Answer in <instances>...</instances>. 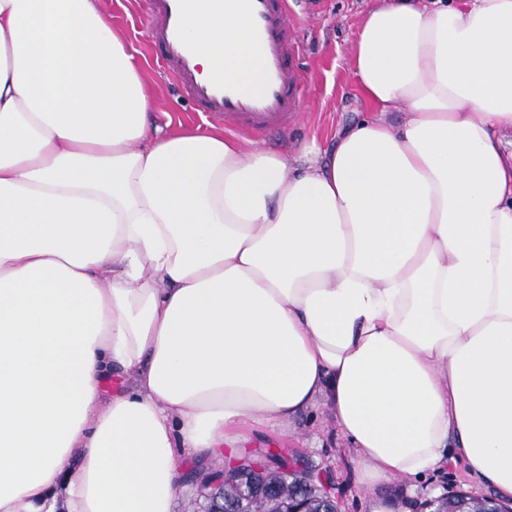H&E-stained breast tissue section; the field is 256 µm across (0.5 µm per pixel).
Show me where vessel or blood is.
<instances>
[{"instance_id": "obj_1", "label": "vessel or blood", "mask_w": 512, "mask_h": 512, "mask_svg": "<svg viewBox=\"0 0 512 512\" xmlns=\"http://www.w3.org/2000/svg\"><path fill=\"white\" fill-rule=\"evenodd\" d=\"M147 52L161 75L186 95L198 110L238 132L262 134L287 128L302 99L296 49L288 31L299 16L300 0H229L244 18L251 49L262 70V88L251 91L244 81L202 77L199 46L187 38V0H144Z\"/></svg>"}]
</instances>
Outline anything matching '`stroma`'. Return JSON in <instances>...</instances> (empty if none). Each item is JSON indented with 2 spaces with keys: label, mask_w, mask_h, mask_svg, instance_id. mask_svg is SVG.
Listing matches in <instances>:
<instances>
[{
  "label": "stroma",
  "mask_w": 512,
  "mask_h": 512,
  "mask_svg": "<svg viewBox=\"0 0 512 512\" xmlns=\"http://www.w3.org/2000/svg\"><path fill=\"white\" fill-rule=\"evenodd\" d=\"M102 2L111 12L113 23L134 47L144 50L146 23L136 0ZM375 3L376 0H323L315 13L302 16L289 34L299 46L304 87L300 110L287 131L254 135L251 143L271 151L294 152L311 136L327 139L336 130L348 128L364 117L368 106L348 69V60L360 21ZM145 72L153 85L158 124L170 119L204 124V116L153 66H146ZM271 452L300 455L313 472L328 476L341 512H371L375 499L392 497L404 504L406 512H415L426 500L459 488L478 495L490 492L458 458L450 460L443 471L422 479L361 484L354 454L344 447L334 418L328 410L317 409L295 418L288 426L287 436L259 428L245 440L225 448L221 455L182 461L174 512H200L201 484L208 473L227 470L233 462L260 461Z\"/></svg>",
  "instance_id": "1"
}]
</instances>
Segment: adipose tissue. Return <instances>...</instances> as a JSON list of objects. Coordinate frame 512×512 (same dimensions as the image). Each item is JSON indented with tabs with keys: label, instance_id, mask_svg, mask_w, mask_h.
I'll use <instances>...</instances> for the list:
<instances>
[{
	"label": "adipose tissue",
	"instance_id": "obj_1",
	"mask_svg": "<svg viewBox=\"0 0 512 512\" xmlns=\"http://www.w3.org/2000/svg\"><path fill=\"white\" fill-rule=\"evenodd\" d=\"M203 76L258 85L191 10ZM302 167L157 126L102 0H0V512H172L181 459L328 407L376 484L512 499V0H381Z\"/></svg>",
	"mask_w": 512,
	"mask_h": 512
}]
</instances>
